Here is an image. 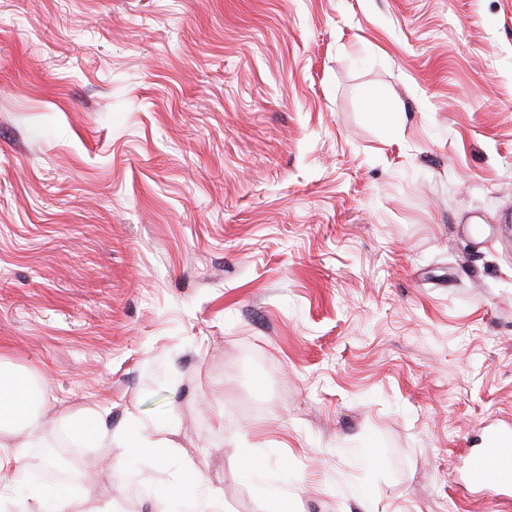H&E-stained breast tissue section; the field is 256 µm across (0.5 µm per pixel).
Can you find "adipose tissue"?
<instances>
[{
    "mask_svg": "<svg viewBox=\"0 0 512 512\" xmlns=\"http://www.w3.org/2000/svg\"><path fill=\"white\" fill-rule=\"evenodd\" d=\"M33 421L32 400L26 379L16 373L0 371V488L12 485L19 476L18 459L23 448L16 435ZM75 436L100 444L120 441L132 452L150 449L157 453L175 448L174 432L164 422L141 426L136 431L112 429L98 412L75 417L72 426Z\"/></svg>",
    "mask_w": 512,
    "mask_h": 512,
    "instance_id": "obj_1",
    "label": "adipose tissue"
}]
</instances>
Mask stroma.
<instances>
[{"instance_id":"1","label":"stroma","mask_w":512,"mask_h":512,"mask_svg":"<svg viewBox=\"0 0 512 512\" xmlns=\"http://www.w3.org/2000/svg\"><path fill=\"white\" fill-rule=\"evenodd\" d=\"M506 215L512 0H0V369L36 420L0 512L86 409L177 447L79 441L77 512H497ZM478 461L472 464L469 473L470 481L474 484H486V475L484 464L490 463L494 467V489L498 492L497 496L508 499L512 491V448L508 438L499 434H490L485 441L483 448L475 451Z\"/></svg>"}]
</instances>
